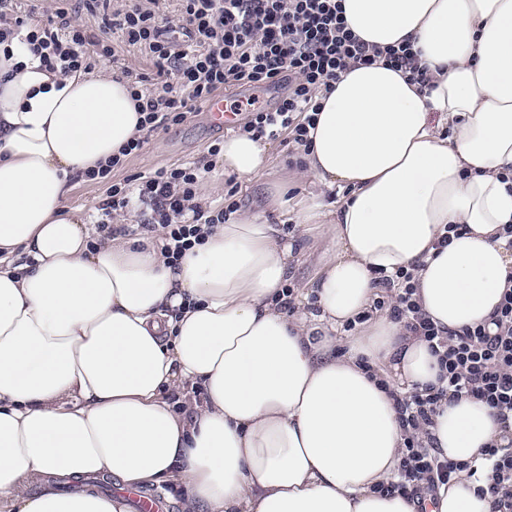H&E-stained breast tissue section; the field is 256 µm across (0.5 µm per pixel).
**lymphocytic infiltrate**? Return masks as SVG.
Instances as JSON below:
<instances>
[{
  "instance_id": "obj_1",
  "label": "lymphocytic infiltrate",
  "mask_w": 512,
  "mask_h": 512,
  "mask_svg": "<svg viewBox=\"0 0 512 512\" xmlns=\"http://www.w3.org/2000/svg\"><path fill=\"white\" fill-rule=\"evenodd\" d=\"M13 0H0V44L20 39L33 58L49 70L68 76L92 72L101 60L114 57L113 46L72 25L67 0H54L45 19L31 22L14 10ZM88 13L102 14L108 31L122 42L143 49L157 76L147 88L144 74L126 71L137 109L144 115L142 133L100 169L88 170L87 180L107 184L104 216L126 211L132 199L152 207L151 224L165 231L164 254L177 261L203 225L221 224L236 212V189H228L222 208L198 204L202 172L215 167L222 146L208 145L202 160L159 168L140 182L113 180L128 158L143 150L150 137L184 122L216 92L233 87L286 85L287 92L272 109L246 112L239 133L273 139L287 134L289 142L308 144V134L322 108L320 93L331 91L350 64L404 70L409 80L427 84L412 45L372 47L348 29L340 0H180L175 16L159 8L160 0H124L110 9V0H81ZM403 288L374 307L404 322L423 337L438 357V386L402 397L398 406L404 429L403 446L394 481L380 493L411 498L420 490L454 480L465 463L440 457L419 436L446 396H467L485 403L500 420L512 415V279L508 280L490 326L460 330L436 326L415 297L413 275L399 272ZM492 462L488 492L493 512H512V452L487 446Z\"/></svg>"
}]
</instances>
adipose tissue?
<instances>
[{
    "label": "adipose tissue",
    "instance_id": "adipose-tissue-1",
    "mask_svg": "<svg viewBox=\"0 0 512 512\" xmlns=\"http://www.w3.org/2000/svg\"><path fill=\"white\" fill-rule=\"evenodd\" d=\"M341 4L366 44H413L429 87L349 65L298 155L302 176L350 196L296 208L276 189L174 265L159 233L99 235L65 205L72 177L139 135L127 81L46 71L17 40L0 51V512H128L82 487L96 473L172 485L182 512H492L483 451L511 444L512 424L473 398L443 400L423 440L474 473L417 501L377 492L401 455L397 400L436 384L437 357L386 314L340 330L402 269L444 328L489 323L499 305L512 0ZM269 148L232 136L220 161L250 182ZM287 221L331 239L312 312L283 307Z\"/></svg>",
    "mask_w": 512,
    "mask_h": 512
}]
</instances>
